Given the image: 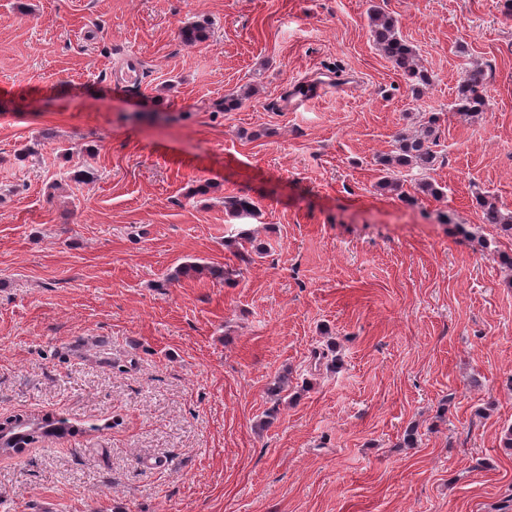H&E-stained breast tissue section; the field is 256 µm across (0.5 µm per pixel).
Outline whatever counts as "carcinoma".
<instances>
[{"label":"carcinoma","instance_id":"obj_1","mask_svg":"<svg viewBox=\"0 0 512 512\" xmlns=\"http://www.w3.org/2000/svg\"><path fill=\"white\" fill-rule=\"evenodd\" d=\"M370 35L373 42L383 55L391 61L393 66L403 72L413 88L430 83L427 73L418 65L416 50L400 35L393 18L377 9L370 10ZM485 72L480 66L465 69L464 78L458 84L457 95L453 111L461 117H473L484 113L489 98L485 91ZM440 117L432 114L420 129L414 133L400 132L396 135L395 150L377 158L380 171L384 172L376 185L377 190L399 192L402 187L400 179L395 173L402 169H415L427 172L433 169L437 161ZM476 200L482 208L483 221L486 224H495L501 231L512 235V212H505L495 202L483 195H477ZM229 209L237 216H251L256 210L255 202L248 197H232L228 200ZM207 274L215 279L228 278L229 271L222 268L211 267L192 261L182 265L178 271L179 276H193ZM35 443L44 436L68 434L72 432L71 426L63 418H33L15 419V425L8 432L0 428V440L4 435L13 436L17 433Z\"/></svg>","mask_w":512,"mask_h":512}]
</instances>
